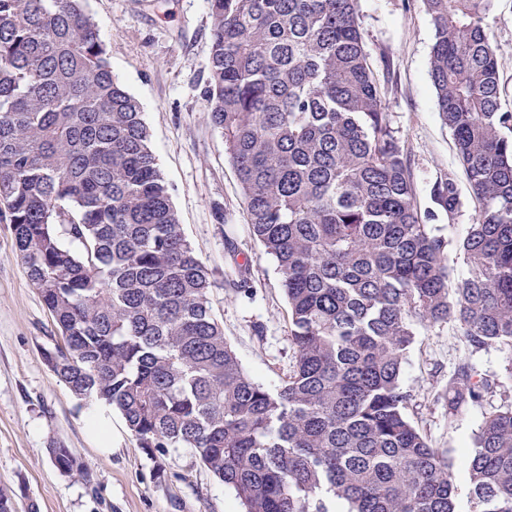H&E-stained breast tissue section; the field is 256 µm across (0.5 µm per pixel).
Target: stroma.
I'll return each instance as SVG.
<instances>
[{
    "label": "stroma",
    "instance_id": "35a3bbf8",
    "mask_svg": "<svg viewBox=\"0 0 512 512\" xmlns=\"http://www.w3.org/2000/svg\"><path fill=\"white\" fill-rule=\"evenodd\" d=\"M112 70L139 101L150 144L172 186L187 239L213 272L208 298L244 370L274 389L288 377L294 348L288 305L273 260L253 237L224 139L210 120L211 18L206 0H86ZM365 48L382 107L404 154L421 209L432 208L433 185L458 171L454 141L438 116L428 76L434 28L423 0H359ZM500 65L501 106L512 111V0H497L488 19ZM223 218H216V208ZM59 333L0 221V488L19 507L39 512H240L233 492L193 449L172 448L152 459L112 415V452H101L87 423L93 403L69 394L48 369L44 349ZM506 351L470 352L454 323L421 328L403 365L407 412L433 447L462 466L486 412L512 406V381L496 385ZM493 380L480 405L448 419V379L463 363ZM70 448L88 478L65 476L50 450Z\"/></svg>",
    "mask_w": 512,
    "mask_h": 512
}]
</instances>
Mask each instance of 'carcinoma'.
<instances>
[{"label": "carcinoma", "mask_w": 512, "mask_h": 512, "mask_svg": "<svg viewBox=\"0 0 512 512\" xmlns=\"http://www.w3.org/2000/svg\"><path fill=\"white\" fill-rule=\"evenodd\" d=\"M424 2L438 115L477 202L457 243L421 212L358 0H207V111L288 302L295 365L270 390L211 312L210 273L84 0H0V219L63 341L45 364L117 409L147 455L194 449L242 512H460L400 376L419 327L453 321L473 352L512 350V112L496 0ZM432 199L453 221L454 172ZM453 251L467 273L451 288ZM489 389L460 367L448 422ZM50 454L88 476L70 449ZM465 479L469 512H512V407L485 413ZM487 23L500 65L501 106L512 111V0H497Z\"/></svg>", "instance_id": "carcinoma-1"}]
</instances>
